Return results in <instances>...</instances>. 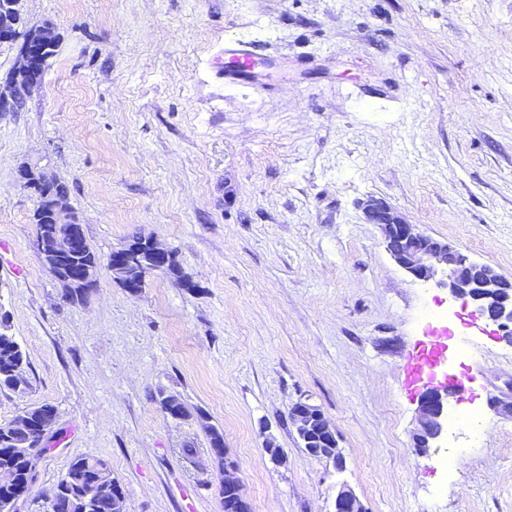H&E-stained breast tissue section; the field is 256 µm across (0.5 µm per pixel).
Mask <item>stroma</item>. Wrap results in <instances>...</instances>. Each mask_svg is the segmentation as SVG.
I'll return each instance as SVG.
<instances>
[{"mask_svg": "<svg viewBox=\"0 0 512 512\" xmlns=\"http://www.w3.org/2000/svg\"><path fill=\"white\" fill-rule=\"evenodd\" d=\"M24 18L60 41L0 112V315L28 356L0 424L40 404L58 418L17 512H49L77 457L109 463L126 512H224L209 424L251 512H335L344 482L367 512H512V416L489 406L512 398V346L401 269L361 209L383 199L512 277V0H24ZM228 38L256 46L259 82L216 77ZM25 164L68 186L100 257L151 237L183 278L133 294L103 268L66 299ZM433 340L437 379L468 385L449 410L482 424L420 452L404 369ZM304 399L344 470L301 448L288 411Z\"/></svg>", "mask_w": 512, "mask_h": 512, "instance_id": "stroma-1", "label": "stroma"}]
</instances>
